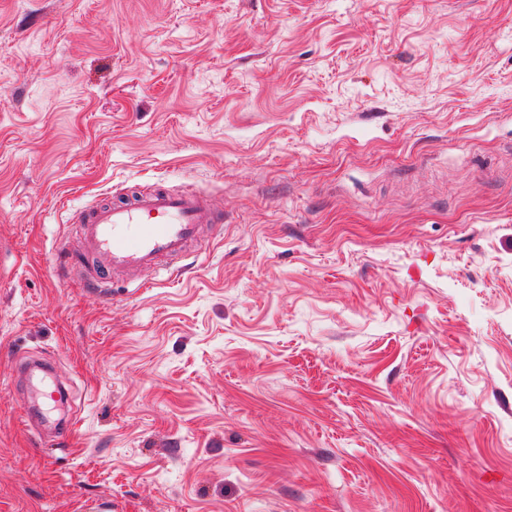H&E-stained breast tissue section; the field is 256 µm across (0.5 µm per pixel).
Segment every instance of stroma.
Returning <instances> with one entry per match:
<instances>
[{"mask_svg": "<svg viewBox=\"0 0 512 512\" xmlns=\"http://www.w3.org/2000/svg\"><path fill=\"white\" fill-rule=\"evenodd\" d=\"M135 185L224 222L101 302L53 252ZM98 497L512 512V0H0V512Z\"/></svg>", "mask_w": 512, "mask_h": 512, "instance_id": "stroma-1", "label": "stroma"}]
</instances>
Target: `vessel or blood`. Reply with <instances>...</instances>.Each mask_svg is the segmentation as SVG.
I'll return each mask as SVG.
<instances>
[{"instance_id": "b4317fda", "label": "vessel or blood", "mask_w": 512, "mask_h": 512, "mask_svg": "<svg viewBox=\"0 0 512 512\" xmlns=\"http://www.w3.org/2000/svg\"><path fill=\"white\" fill-rule=\"evenodd\" d=\"M223 221L205 196L190 190L115 192L73 215L83 248L59 244L54 261L63 277L108 301L113 282L142 291L154 286L157 272L179 276L181 261L198 247L205 225Z\"/></svg>"}]
</instances>
